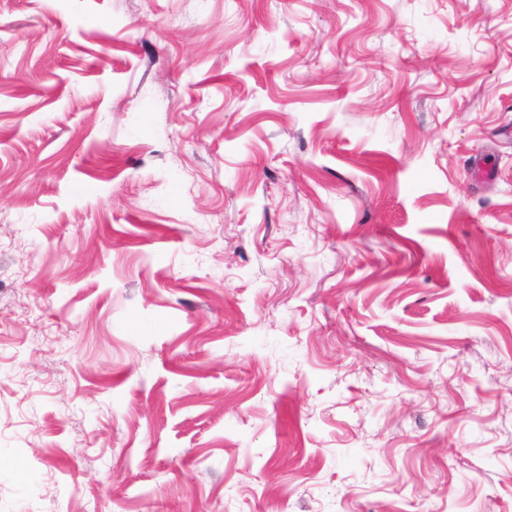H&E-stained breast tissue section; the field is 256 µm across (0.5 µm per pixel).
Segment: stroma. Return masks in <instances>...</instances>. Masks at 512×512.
Instances as JSON below:
<instances>
[{
  "label": "stroma",
  "instance_id": "35a3bbf8",
  "mask_svg": "<svg viewBox=\"0 0 512 512\" xmlns=\"http://www.w3.org/2000/svg\"><path fill=\"white\" fill-rule=\"evenodd\" d=\"M0 455V512H512V0H0Z\"/></svg>",
  "mask_w": 512,
  "mask_h": 512
}]
</instances>
